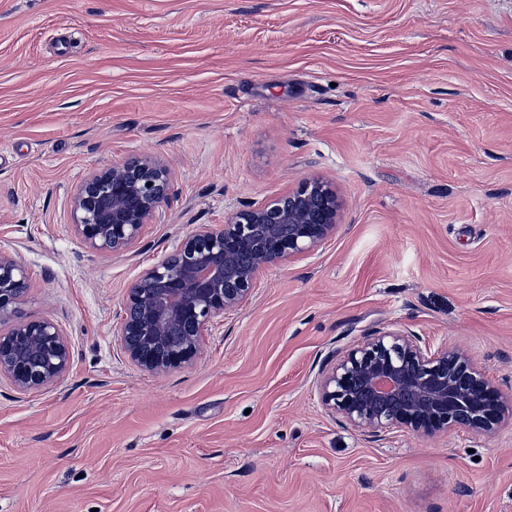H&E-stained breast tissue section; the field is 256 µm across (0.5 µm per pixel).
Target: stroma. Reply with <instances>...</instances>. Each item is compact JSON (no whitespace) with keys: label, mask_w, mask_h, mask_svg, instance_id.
<instances>
[{"label":"stroma","mask_w":512,"mask_h":512,"mask_svg":"<svg viewBox=\"0 0 512 512\" xmlns=\"http://www.w3.org/2000/svg\"><path fill=\"white\" fill-rule=\"evenodd\" d=\"M149 156L167 204L89 250L71 197ZM319 178L336 233L262 272L163 376L115 326L139 274ZM0 251L71 366L0 378V512H512V420L368 438L322 367L399 328L466 351L512 409V0H0Z\"/></svg>","instance_id":"35a3bbf8"}]
</instances>
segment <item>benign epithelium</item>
Wrapping results in <instances>:
<instances>
[{
  "label": "benign epithelium",
  "mask_w": 512,
  "mask_h": 512,
  "mask_svg": "<svg viewBox=\"0 0 512 512\" xmlns=\"http://www.w3.org/2000/svg\"><path fill=\"white\" fill-rule=\"evenodd\" d=\"M166 167L143 157L87 177L71 201L73 229L95 251L128 250L169 199ZM339 200L310 179L276 200L245 204L220 228L202 224L128 289L116 335L127 359L161 375L193 363L214 319L251 297L258 275L308 255L336 230ZM30 288L25 268L0 252V377L27 392L59 383L71 363L67 335L48 319H18ZM323 405L372 437L464 428L490 436L507 407L498 386L465 352L432 347L400 329L365 337L321 371Z\"/></svg>",
  "instance_id": "1"
}]
</instances>
